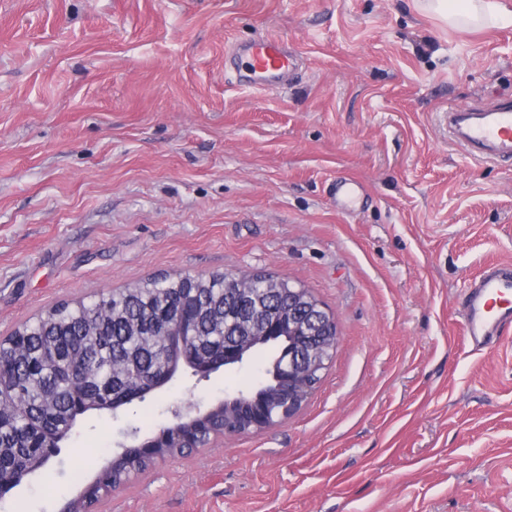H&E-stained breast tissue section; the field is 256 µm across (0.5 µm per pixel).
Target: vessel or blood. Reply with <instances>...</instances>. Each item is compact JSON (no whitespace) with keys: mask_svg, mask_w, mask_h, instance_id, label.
Masks as SVG:
<instances>
[{"mask_svg":"<svg viewBox=\"0 0 512 512\" xmlns=\"http://www.w3.org/2000/svg\"><path fill=\"white\" fill-rule=\"evenodd\" d=\"M234 58L243 60L239 81L249 87L276 89L287 86L299 62L298 54L283 38L269 35L236 44ZM449 138L472 159H512V98L503 96L487 106L451 107L442 115ZM363 191L354 179H338L333 195L337 210L354 212ZM461 324L473 350L498 344L512 333V262L487 265L472 279L462 298Z\"/></svg>","mask_w":512,"mask_h":512,"instance_id":"vessel-or-blood-1","label":"vessel or blood"}]
</instances>
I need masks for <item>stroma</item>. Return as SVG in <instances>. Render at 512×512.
Listing matches in <instances>:
<instances>
[{"label":"stroma","instance_id":"obj_1","mask_svg":"<svg viewBox=\"0 0 512 512\" xmlns=\"http://www.w3.org/2000/svg\"><path fill=\"white\" fill-rule=\"evenodd\" d=\"M302 53L280 90L224 52ZM512 95V26L422 0H0V336L59 301L159 274L308 288L339 340L278 426L157 461L99 512H512V343L471 351L463 288L512 260V166L467 158L439 117ZM366 186L357 212L332 187ZM277 354L180 369L81 416L0 512H58L186 402ZM361 193L363 187L356 180L347 177L337 179L333 191L336 209L343 213L354 212Z\"/></svg>","mask_w":512,"mask_h":512}]
</instances>
